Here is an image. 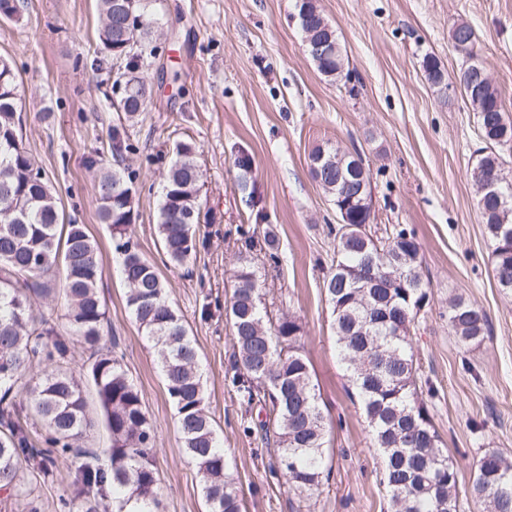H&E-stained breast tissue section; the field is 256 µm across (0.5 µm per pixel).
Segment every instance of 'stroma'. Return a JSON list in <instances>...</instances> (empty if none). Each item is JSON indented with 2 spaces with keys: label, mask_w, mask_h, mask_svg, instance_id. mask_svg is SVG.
Segmentation results:
<instances>
[{
  "label": "stroma",
  "mask_w": 512,
  "mask_h": 512,
  "mask_svg": "<svg viewBox=\"0 0 512 512\" xmlns=\"http://www.w3.org/2000/svg\"><path fill=\"white\" fill-rule=\"evenodd\" d=\"M347 59L349 79L322 75L305 49L295 0H152L151 53L137 74L149 97L126 120L116 65L99 41L96 0H25L19 18H0V59L18 79L23 141L57 191L66 216L85 224L103 254L99 292L108 308L104 340L119 337L123 367L153 427L164 512H205L195 464L182 451L176 410L152 343L126 305V288L101 224L96 172L87 156L110 155L112 132L138 145V216L131 231L166 285L199 354L217 439L239 476L243 512H387L381 458L336 350L323 281L335 257L338 214L312 177L316 147L358 151L369 170L375 221L414 231L429 302L412 346L423 397L458 472L461 512H484L471 493L488 450L512 457V295L498 288L470 171L481 142L476 114L459 89L433 85L423 61L446 75L463 59L449 38L464 21L479 36L478 60L512 117V0H318ZM197 146L205 245L189 263L159 246L158 209L175 147ZM252 172L239 187L237 158ZM273 228L278 264H267L266 302L294 316L330 428L331 480L302 494L270 479L268 452L243 430L245 410L225 375L233 341L224 306L244 232ZM464 295L487 314L485 343L463 351L448 328V298Z\"/></svg>",
  "instance_id": "obj_1"
}]
</instances>
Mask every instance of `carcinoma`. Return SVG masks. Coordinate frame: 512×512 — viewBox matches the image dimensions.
I'll list each match as a JSON object with an SVG mask.
<instances>
[{
	"label": "carcinoma",
	"instance_id": "obj_1",
	"mask_svg": "<svg viewBox=\"0 0 512 512\" xmlns=\"http://www.w3.org/2000/svg\"><path fill=\"white\" fill-rule=\"evenodd\" d=\"M97 0L99 39L112 57L126 59L118 109L127 119L144 110L148 91L133 74V45L149 40L148 2ZM24 0H0V17L21 15ZM309 24L323 36L336 37L320 11L310 10ZM453 43L469 60L455 80L466 101L476 100L478 131L483 137L509 127L498 88L482 84L469 67L476 61L477 35ZM138 146L112 129L114 163L87 159L97 171L98 219L111 230L112 252L127 287L126 304L138 327L153 343L167 391L177 411L182 448L195 462L207 512H242L238 476L226 462L206 405L198 355L181 316L170 303L154 264L129 234L137 216L131 185L136 170L119 164ZM198 149L176 147L159 209L161 249L168 262L184 265L197 253L202 223ZM339 151L315 149L311 175L334 199L349 197L338 179ZM497 144L480 148L470 171L477 206L492 246L497 285L512 293V182L485 191L504 165ZM336 260L324 280L338 351L348 380L358 394L383 468L390 512H460L458 473L440 448L441 439L423 399L419 364L411 341L415 305L425 306L428 292L418 267L420 245L405 228H376L350 235L336 233ZM250 239L239 252V266L225 306L234 346L229 381L240 404L268 407L260 425L261 442L274 448L270 477L294 492L317 490L329 481L325 468L328 430L320 394L301 350V327L290 315H273L263 302ZM374 259L390 277L389 288H365V261ZM103 255L83 224L65 222L51 182L23 142L18 111V81L9 62L0 59V492L16 496L27 481L40 480L61 462L74 466L70 493L60 499L62 512H159L152 428L141 395L119 355V339L101 344L106 304L98 292ZM61 288H56V284ZM62 291L72 336L89 352V367L76 376L70 347L52 323L33 309V300ZM448 326L466 352L488 335L486 313L462 295L448 299ZM91 383L110 434L107 448H85L81 440L94 428L87 413L85 383ZM40 422L34 429L30 419ZM473 494L486 512H512V458L495 450L476 464Z\"/></svg>",
	"mask_w": 512,
	"mask_h": 512
}]
</instances>
